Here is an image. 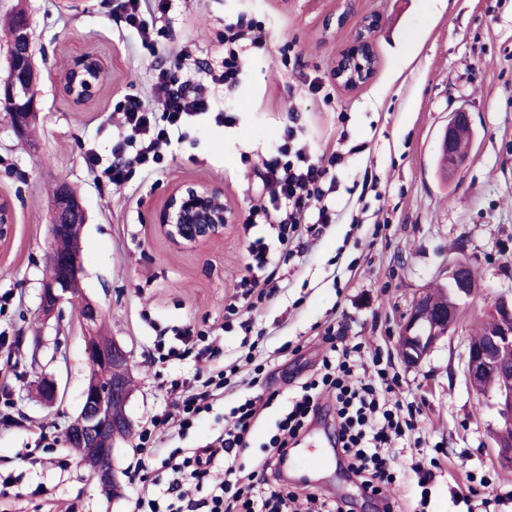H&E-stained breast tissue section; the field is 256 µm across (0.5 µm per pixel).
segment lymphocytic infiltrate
Listing matches in <instances>:
<instances>
[{"mask_svg": "<svg viewBox=\"0 0 512 512\" xmlns=\"http://www.w3.org/2000/svg\"><path fill=\"white\" fill-rule=\"evenodd\" d=\"M173 2L115 0V9L125 26L138 35L142 47L149 49L156 20L170 13ZM247 45L262 47L261 30L236 21L224 25L220 66L193 61L188 51H179L173 67L157 70L151 98L127 93L116 102L119 123L112 134L110 153L105 156L98 148L87 149L84 160L88 169L118 188L126 186L135 172H154L183 127L214 107L200 89L199 80L233 90L240 81L241 52ZM343 163L344 156L338 150L312 158L297 125L285 126L281 143L262 159L263 200L250 209L251 219L267 224L274 236L249 241L247 273L235 284L242 299H263L275 290L269 269L292 256L306 228V215H314L315 226L322 229L334 223L335 215L326 200L336 187L332 171ZM174 338L170 346L157 342L156 354L198 360L215 351L208 336L189 325L175 330ZM322 342L326 349L320 367L290 390L276 430L265 445L266 453L251 468L243 460L249 437L259 417L279 396L278 390L261 380L263 367L255 363L253 354L245 356L244 364L253 366L248 373L244 364H235L225 372H200L190 380L164 383L173 400L172 408L152 417L150 429L140 438L141 447H152V430L159 426L186 433L203 413L223 401L232 377H239L250 394L230 409L224 429L212 439L218 457L205 459L195 451L181 459L172 455L162 458V468L172 475L165 490L167 508L159 510L147 493L137 499V512H294L301 495L283 483L280 466L288 446L307 430L324 397L335 405L340 442L336 453L346 461L348 472L364 493L381 498L385 488L403 479L422 487L433 482L441 468L439 459L409 463L389 452L393 441L417 432L421 414L418 402L390 401L398 384L397 375L391 372L390 354L376 352L371 358L373 378L359 381L355 366L366 357L363 345L342 343L330 334L324 335ZM218 459L224 463V477L215 481L211 473Z\"/></svg>", "mask_w": 512, "mask_h": 512, "instance_id": "f902f5d3", "label": "lymphocytic infiltrate"}]
</instances>
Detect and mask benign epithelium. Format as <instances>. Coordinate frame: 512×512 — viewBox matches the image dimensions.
I'll return each instance as SVG.
<instances>
[{
	"mask_svg": "<svg viewBox=\"0 0 512 512\" xmlns=\"http://www.w3.org/2000/svg\"><path fill=\"white\" fill-rule=\"evenodd\" d=\"M379 19L368 17L354 31L349 46L336 56L333 75L336 83L346 91H354L369 82L378 66L375 36ZM38 73L36 46L29 18H24L13 29L9 39L6 76L0 78V95L25 104V111L12 112L7 117L13 130L22 134L27 130L34 112L33 88ZM106 69L103 62L91 55L84 56L65 76L64 88L76 102L94 97L103 81ZM471 127L469 113L455 112L441 140L440 151L444 166L457 173L464 165L456 150L459 132ZM84 217V212L69 186L60 187L50 225L51 247L47 257L48 276L41 292V310L51 316L58 312L66 295L80 285L82 265L74 256L65 261L57 250V242L76 225L71 216ZM236 213L226 200L224 191L198 182L181 183L173 187L160 210L157 224L160 233L173 244L184 248H199L224 239V232L235 223ZM15 223L11 200L0 199V241L4 240ZM469 263L458 260L448 267L447 288L442 299L436 300L427 288L414 297L403 317L396 351L408 367H416L430 354L444 337L459 328L463 302L476 296L477 281L468 275ZM493 327L484 338L467 345L465 375L467 382L479 397L495 400L499 421L492 435V448L501 468L512 470V363L502 359L512 350V300L496 299L487 308ZM87 361L109 369L110 383L102 385L99 377L87 372L82 392L79 423L68 432L67 445L77 448L95 461L91 471L101 488L114 495L121 493L119 470L114 464L113 447L117 440H129L135 428L124 414L116 416L115 405L125 406L133 395L128 384L129 356L115 340L100 338L97 307L90 301L81 308Z\"/></svg>",
	"mask_w": 512,
	"mask_h": 512,
	"instance_id": "benign-epithelium-1",
	"label": "benign epithelium"
}]
</instances>
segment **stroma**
I'll return each instance as SVG.
<instances>
[{"instance_id": "stroma-1", "label": "stroma", "mask_w": 512, "mask_h": 512, "mask_svg": "<svg viewBox=\"0 0 512 512\" xmlns=\"http://www.w3.org/2000/svg\"><path fill=\"white\" fill-rule=\"evenodd\" d=\"M19 6L32 20L39 78L37 115L25 136L0 119V197L15 207L12 234L0 242V295L10 298L0 310V512H134L143 490L166 487L170 475L159 462L149 456L137 467L134 452L151 417L172 403L161 382L192 377L196 364L188 358L150 367L146 354L157 336L193 325L220 347L212 369L251 350L282 389L319 367L316 337L325 328L372 350H393L415 293L445 282L448 266L460 259L470 263L479 294L463 306L459 330L419 366L393 363L397 397L422 407L413 459L438 451L446 457L428 489L411 481L392 495L401 512H512V470L498 466L492 449L497 410L464 377L468 340L485 306L512 294V0H448L443 8L435 0H355L341 26L336 0H179L151 51L115 15L112 0H76L72 8L64 0H0V74L6 20ZM369 15L381 19L379 66L349 93L332 68ZM240 17L260 24L267 48L247 55L234 91L211 83L204 89L233 123L198 117L151 175L135 173L119 190L98 180L84 152L94 143L109 153L120 97L132 90L150 95L156 68L184 47L220 64L224 24ZM87 54L103 59L108 73L95 96L78 104L60 80ZM316 78L324 88L312 95L307 84ZM459 110L471 115L472 138L464 167L445 180L436 167L439 140ZM293 112L314 153L348 154L329 197L336 222L303 237L298 253L277 264L278 287L251 311L247 335L224 307L244 272L249 236L265 232L261 225L244 228L261 200V160L280 143ZM61 181L86 213L82 292L47 318L40 293L53 190ZM184 182L219 187L235 207L237 222L222 241L184 249L159 233L154 215ZM87 300L132 365L126 412L136 435L114 447L123 478L118 496L101 490L65 444L85 384L80 309ZM45 374L59 382L57 400L39 392ZM247 393L244 386L228 389L185 436L164 437L163 448L206 443ZM287 483L344 499L350 512H377L375 500L336 463L308 477L289 475Z\"/></svg>"}]
</instances>
